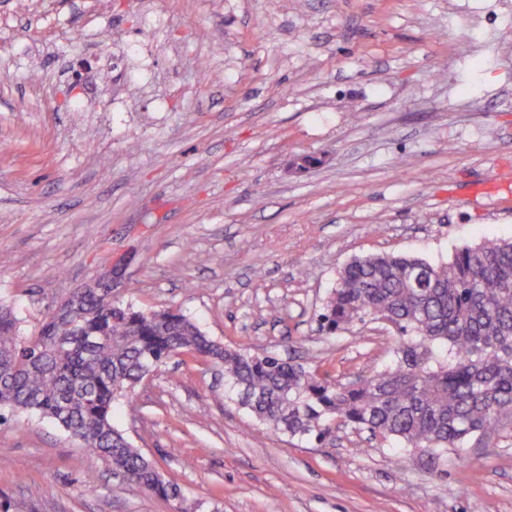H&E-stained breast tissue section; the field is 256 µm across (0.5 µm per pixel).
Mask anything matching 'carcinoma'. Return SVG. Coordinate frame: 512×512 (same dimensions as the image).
I'll list each match as a JSON object with an SVG mask.
<instances>
[{
    "mask_svg": "<svg viewBox=\"0 0 512 512\" xmlns=\"http://www.w3.org/2000/svg\"><path fill=\"white\" fill-rule=\"evenodd\" d=\"M74 293L78 319L49 316L35 336L0 304V420L3 410L49 419L85 439L91 459L167 502H180L181 487L155 475L114 426L112 406L175 355L221 366L227 396L291 438L322 441L340 422L438 461L512 425V241L439 264L369 254L341 268L321 328L385 318L396 332L389 364L348 384L274 352L227 347L179 312L115 303L98 288Z\"/></svg>",
    "mask_w": 512,
    "mask_h": 512,
    "instance_id": "carcinoma-1",
    "label": "carcinoma"
}]
</instances>
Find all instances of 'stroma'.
<instances>
[{
    "instance_id": "1",
    "label": "stroma",
    "mask_w": 512,
    "mask_h": 512,
    "mask_svg": "<svg viewBox=\"0 0 512 512\" xmlns=\"http://www.w3.org/2000/svg\"><path fill=\"white\" fill-rule=\"evenodd\" d=\"M0 144V301L23 335L121 258V300L352 382L392 335L321 331L344 264L512 238V0H0ZM114 422L181 512H512V430L436 467L349 427L262 433L200 358ZM0 512L170 505L19 413Z\"/></svg>"
}]
</instances>
